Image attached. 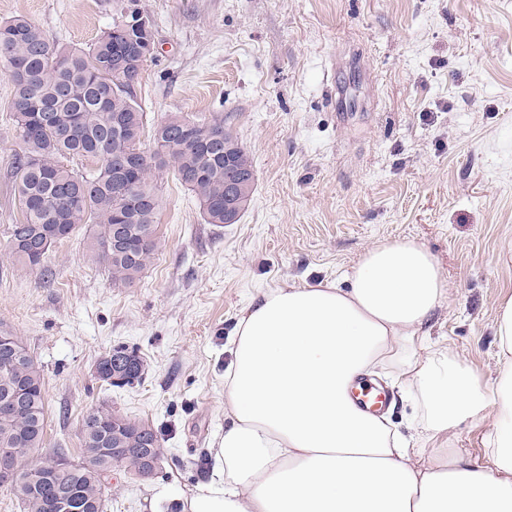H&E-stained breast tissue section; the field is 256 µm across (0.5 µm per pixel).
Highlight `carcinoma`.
<instances>
[{
	"mask_svg": "<svg viewBox=\"0 0 512 512\" xmlns=\"http://www.w3.org/2000/svg\"><path fill=\"white\" fill-rule=\"evenodd\" d=\"M153 25L141 29L115 23L88 49H59L29 20L0 23V60L13 85L12 102L21 151L12 161L15 190L23 220L9 225L12 255L30 267L44 265L51 247L79 226H96L95 256L115 284H130L149 266L159 249L157 232L161 199L152 173L172 167L197 198L207 224H235L237 212L224 214L231 194L247 204L255 186L253 161L224 117L196 122L171 113L154 131L153 148L143 146L145 118L132 92L152 58ZM65 64H59V60ZM78 159L90 167L77 171L66 164ZM100 380L114 372L125 385L140 381L145 365L123 346L111 348L97 365ZM26 393L21 409L0 417V449L44 447L43 373L30 353L0 350V402L18 389ZM84 461L69 460L68 449L51 448L27 467L21 497L24 512H45L41 479L54 457L68 464L52 472L58 492L81 493L78 512H103L106 481L115 468L137 472L148 455L161 460V442L150 425L110 409L89 412L81 428ZM103 448H135L115 457Z\"/></svg>",
	"mask_w": 512,
	"mask_h": 512,
	"instance_id": "carcinoma-1",
	"label": "carcinoma"
}]
</instances>
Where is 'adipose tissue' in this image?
<instances>
[{
    "label": "adipose tissue",
    "mask_w": 512,
    "mask_h": 512,
    "mask_svg": "<svg viewBox=\"0 0 512 512\" xmlns=\"http://www.w3.org/2000/svg\"><path fill=\"white\" fill-rule=\"evenodd\" d=\"M348 281L286 284L241 310L224 372L231 423L184 512H512V296L486 384L449 349L416 347L448 296L423 246L374 244ZM379 367L415 391L411 432L487 425L484 463L452 450L416 464L411 432L350 397Z\"/></svg>",
    "instance_id": "1"
}]
</instances>
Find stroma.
Returning a JSON list of instances; mask_svg holds the SVG:
<instances>
[{"mask_svg":"<svg viewBox=\"0 0 512 512\" xmlns=\"http://www.w3.org/2000/svg\"><path fill=\"white\" fill-rule=\"evenodd\" d=\"M133 10L151 17L156 46L133 86L144 144L169 114H219L256 181L239 222L218 227L173 168L158 171L160 248L134 283H113L92 259L88 224L52 247L40 275L6 244L23 215L13 87L0 73V331L43 371L46 445L80 459L82 420L101 406L161 434L155 474L114 472L104 512H183L229 422L240 310L290 282L347 286L374 244L433 254L450 303L429 343L492 381L495 321L512 295V0H0V22L23 17L51 43L86 49ZM116 345L143 359L139 384L96 378ZM480 435L463 423L421 437V460L449 447L481 460Z\"/></svg>","mask_w":512,"mask_h":512,"instance_id":"obj_1","label":"stroma"}]
</instances>
